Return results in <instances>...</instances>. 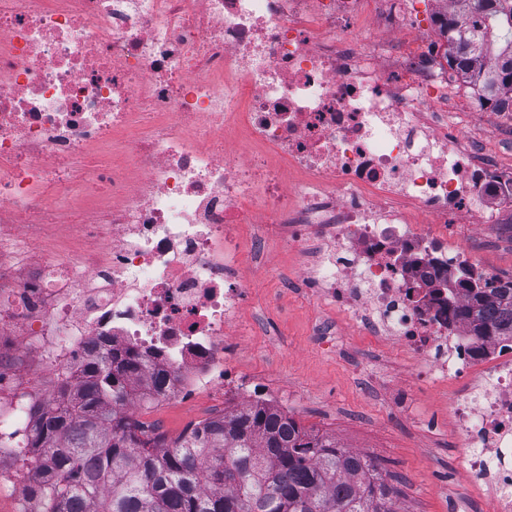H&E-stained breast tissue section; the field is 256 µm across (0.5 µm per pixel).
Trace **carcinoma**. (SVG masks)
<instances>
[{
    "label": "carcinoma",
    "instance_id": "obj_1",
    "mask_svg": "<svg viewBox=\"0 0 512 512\" xmlns=\"http://www.w3.org/2000/svg\"><path fill=\"white\" fill-rule=\"evenodd\" d=\"M455 2L443 24L448 66L479 104L512 112V0ZM460 315L476 336H512V280L491 288L468 280ZM138 368L130 353L97 360L64 390L65 407L33 411L20 444L46 456L31 487L46 512H393V489L364 455L263 407L226 414L156 452L155 437L125 412L123 375ZM214 448L224 457L201 471Z\"/></svg>",
    "mask_w": 512,
    "mask_h": 512
}]
</instances>
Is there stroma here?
Listing matches in <instances>:
<instances>
[{"label":"stroma","mask_w":512,"mask_h":512,"mask_svg":"<svg viewBox=\"0 0 512 512\" xmlns=\"http://www.w3.org/2000/svg\"><path fill=\"white\" fill-rule=\"evenodd\" d=\"M448 99L466 131L502 166H512V124L501 112L473 111L462 76L448 73ZM283 225L271 224L264 242L252 225L241 227L239 268L252 270L255 295L245 308L244 335L233 337L237 358L259 387L282 393L286 413L300 425L334 436L338 444L370 455L398 494L401 512H492L493 503L464 473L459 435L446 392L407 382L398 351H379L322 300L304 293L299 261L283 249ZM449 242L469 247L477 261L512 278V223L452 224ZM336 324L335 348L317 330ZM212 398L156 404L150 423L179 437L199 416L218 411Z\"/></svg>","instance_id":"obj_1"}]
</instances>
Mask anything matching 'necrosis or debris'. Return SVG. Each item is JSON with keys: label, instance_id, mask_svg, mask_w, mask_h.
Masks as SVG:
<instances>
[{"label": "necrosis or debris", "instance_id": "obj_1", "mask_svg": "<svg viewBox=\"0 0 512 512\" xmlns=\"http://www.w3.org/2000/svg\"><path fill=\"white\" fill-rule=\"evenodd\" d=\"M453 0H0V430L131 352L130 417L244 385L226 337L253 282L244 224H285L302 284L411 379L448 392L467 481L512 512V339L472 336L452 224L512 212V169L448 114L429 47Z\"/></svg>", "mask_w": 512, "mask_h": 512}]
</instances>
